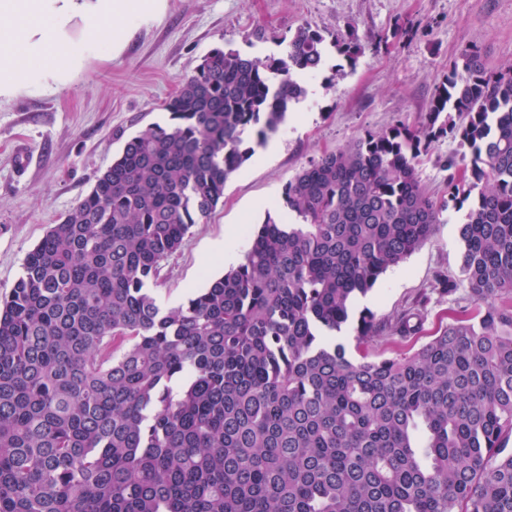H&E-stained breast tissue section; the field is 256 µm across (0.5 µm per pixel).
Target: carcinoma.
Here are the masks:
<instances>
[{
  "mask_svg": "<svg viewBox=\"0 0 512 512\" xmlns=\"http://www.w3.org/2000/svg\"><path fill=\"white\" fill-rule=\"evenodd\" d=\"M212 49L26 255L0 305V512H512V64L463 49L418 129L366 132L284 187L243 261L174 308L151 286L323 65ZM350 62L360 53L338 36ZM452 136L448 199L422 187ZM474 308L414 352L333 337L449 207ZM424 315L366 311L357 347ZM466 155V163H469L470 151L468 147L461 146L458 140L451 137L441 138L431 143L429 152L417 166L419 180L425 191L434 199L448 198V171H444L437 163L438 158L450 155L461 157Z\"/></svg>",
  "mask_w": 512,
  "mask_h": 512,
  "instance_id": "cac0c4a2",
  "label": "carcinoma"
}]
</instances>
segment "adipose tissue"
<instances>
[{
    "label": "adipose tissue",
    "mask_w": 512,
    "mask_h": 512,
    "mask_svg": "<svg viewBox=\"0 0 512 512\" xmlns=\"http://www.w3.org/2000/svg\"><path fill=\"white\" fill-rule=\"evenodd\" d=\"M167 0H0V96L38 80L60 78L81 61L65 36L75 13L106 25L100 48L120 52L126 36L159 16Z\"/></svg>",
    "instance_id": "1"
}]
</instances>
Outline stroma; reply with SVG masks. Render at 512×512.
<instances>
[{
    "label": "stroma",
    "mask_w": 512,
    "mask_h": 512,
    "mask_svg": "<svg viewBox=\"0 0 512 512\" xmlns=\"http://www.w3.org/2000/svg\"><path fill=\"white\" fill-rule=\"evenodd\" d=\"M304 24L328 41L321 69L305 77V98L272 134L275 152L251 157L226 182L223 204L193 225L184 246L163 262L153 288L160 306L182 304L228 270V263L214 261L216 249L242 260L249 247L244 229L275 211L285 184L311 161L368 131L399 122L418 126L449 63L466 46L477 45L490 67L512 63V0H168L165 13L141 25L114 56L99 53L93 31L74 19L67 37L84 55L69 79L0 97V299L27 253L84 198L124 143L166 122L164 101L209 51L221 46L277 56L280 39ZM349 32L362 47L353 63L333 45ZM20 146L29 155L21 172ZM466 152L450 137L431 143L417 173L434 199L448 195L440 159ZM463 221V212L446 210L434 238L368 293L367 307L378 318L419 302L426 313L421 334L380 338L372 355L420 348L446 324L449 308L469 305L461 286ZM442 277L458 282L456 293H439Z\"/></svg>",
    "instance_id": "1"
}]
</instances>
